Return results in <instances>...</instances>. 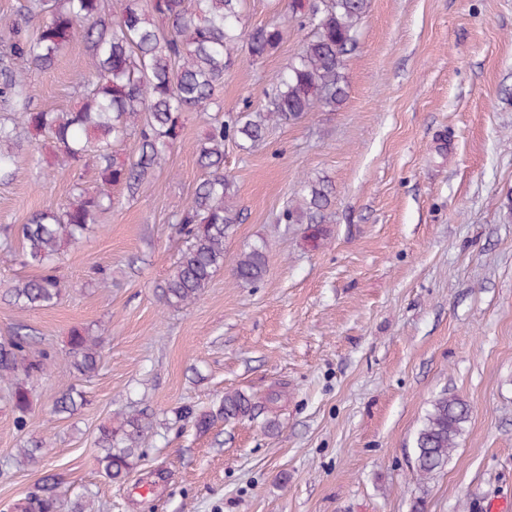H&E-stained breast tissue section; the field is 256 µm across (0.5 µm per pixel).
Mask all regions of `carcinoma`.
Listing matches in <instances>:
<instances>
[{
  "instance_id": "1",
  "label": "carcinoma",
  "mask_w": 512,
  "mask_h": 512,
  "mask_svg": "<svg viewBox=\"0 0 512 512\" xmlns=\"http://www.w3.org/2000/svg\"><path fill=\"white\" fill-rule=\"evenodd\" d=\"M369 5L370 0H290L291 18L308 30L302 52L270 84L265 110L226 113L218 93L238 46L245 45L249 56L259 59L288 37L285 24L247 28L245 0H29L19 17L0 23V184L15 179L18 151L28 134L36 132L51 142L58 169L91 165L102 184L132 198L165 163L181 136L183 115L211 117L208 134L195 147L207 176L175 220L186 247L157 285L164 306L183 309L224 268L225 239L240 223L234 183L224 175V141L253 146L263 140L271 122L298 121L319 106L338 109L348 96L345 62L358 47L357 27ZM77 41L89 58L74 87L79 107L61 112L38 108L28 74L51 69ZM129 139L138 142V155L119 162L114 148ZM330 194L324 183L304 185L283 210L281 222L308 224L311 238L320 239ZM113 205L110 192L91 193L76 184L66 207L36 212L14 231L3 229L7 238L17 235L21 263L39 270L8 286L19 309L48 307L60 299L65 284L54 259L64 246L90 233L96 215ZM265 272L266 256L259 248L240 254L234 267L235 279L245 284L259 282ZM34 343L22 323L0 341V384L20 431L28 425L32 382L46 375L51 362L46 352L32 353ZM67 346L78 375L93 378L102 338L73 329ZM285 396L278 388L260 401L242 391L226 392L212 409L198 412L186 406L181 417L205 432L219 422L252 421L261 409L272 413ZM84 405V392L72 387L55 400L52 413L71 416ZM468 418L467 404L456 396L445 393L433 402L415 439L419 476L427 478L448 463ZM146 419L141 411L119 412L115 425L100 429V463L109 479L118 481L129 472ZM58 489L54 475L43 476L28 510L55 512Z\"/></svg>"
}]
</instances>
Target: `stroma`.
<instances>
[{
    "mask_svg": "<svg viewBox=\"0 0 512 512\" xmlns=\"http://www.w3.org/2000/svg\"><path fill=\"white\" fill-rule=\"evenodd\" d=\"M344 69L349 96L271 125L263 142L224 143L242 222L224 267L175 311L156 286L183 246L175 215L205 172L194 147L208 131L184 115L177 146L138 196L102 214L66 247L59 302L22 311L6 293L34 268L0 260V336L29 326L53 357L35 385L26 431L0 398V512H21L41 477L60 480V512L92 492L95 512H490L512 505V0H370ZM288 37L263 58L238 49L219 96L258 112L274 77L303 48ZM87 61L73 43L33 72L36 104L73 109ZM0 185V226L66 205L93 170L36 167ZM332 195L323 235L279 216L305 182ZM262 247L261 281L241 284L238 256ZM110 278L98 284L99 272ZM101 336L91 380L66 354L72 328ZM288 388L278 424L197 431L182 407L209 409L232 390ZM86 403L50 413L69 387ZM469 418L447 465L422 480L414 441L441 394ZM148 407L129 477L112 482L96 437L114 412ZM39 463L19 466L24 443Z\"/></svg>",
    "mask_w": 512,
    "mask_h": 512,
    "instance_id": "35a3bbf8",
    "label": "stroma"
}]
</instances>
